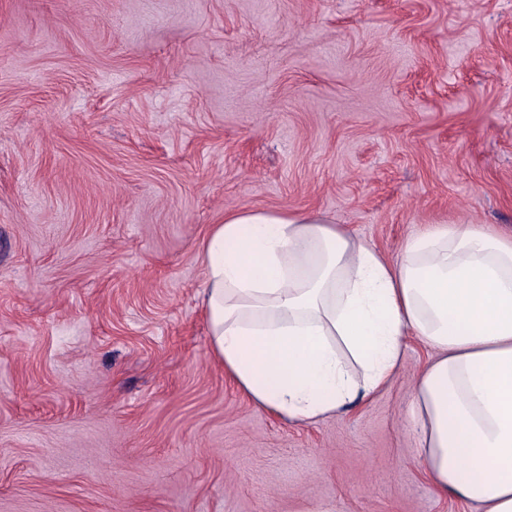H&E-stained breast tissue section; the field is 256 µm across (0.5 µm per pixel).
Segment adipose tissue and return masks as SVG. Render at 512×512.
Wrapping results in <instances>:
<instances>
[{"mask_svg":"<svg viewBox=\"0 0 512 512\" xmlns=\"http://www.w3.org/2000/svg\"><path fill=\"white\" fill-rule=\"evenodd\" d=\"M200 251L211 352L250 400L287 422L335 414L418 336L436 350L411 410L426 474L512 512V235L437 224L392 263L322 218L240 210Z\"/></svg>","mask_w":512,"mask_h":512,"instance_id":"obj_1","label":"adipose tissue"}]
</instances>
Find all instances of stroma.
Segmentation results:
<instances>
[{"label":"stroma","mask_w":512,"mask_h":512,"mask_svg":"<svg viewBox=\"0 0 512 512\" xmlns=\"http://www.w3.org/2000/svg\"><path fill=\"white\" fill-rule=\"evenodd\" d=\"M238 210L511 233L512 0H0V512H481L422 468L418 338L313 423L213 360Z\"/></svg>","instance_id":"35a3bbf8"}]
</instances>
